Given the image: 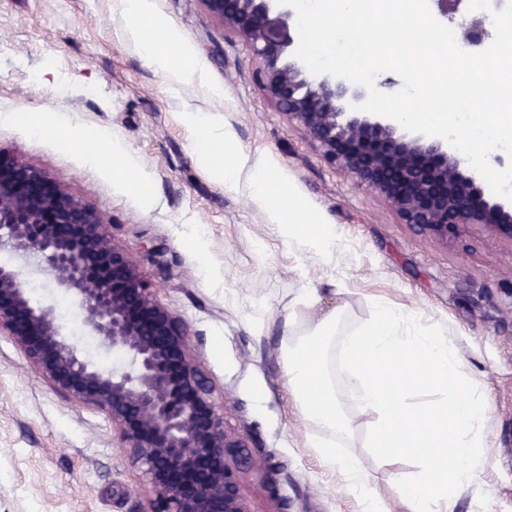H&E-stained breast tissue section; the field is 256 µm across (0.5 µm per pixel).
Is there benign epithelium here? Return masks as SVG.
I'll list each match as a JSON object with an SVG mask.
<instances>
[{
  "label": "benign epithelium",
  "instance_id": "obj_1",
  "mask_svg": "<svg viewBox=\"0 0 512 512\" xmlns=\"http://www.w3.org/2000/svg\"><path fill=\"white\" fill-rule=\"evenodd\" d=\"M259 60L266 96L302 126L323 157L381 195L401 223L444 243L478 226L512 244V201L486 193L454 149L400 135L395 120L349 112L365 89L331 75L306 76L284 61L295 10L277 0H203ZM470 45L486 18L462 29ZM0 246L73 295L87 330L116 351L98 367L69 340L53 308L31 303L17 271L0 266V334L63 398L105 413L143 473L145 512H250L241 488L247 444L225 421L197 364L184 323L154 298L102 215L63 180L27 161L0 160Z\"/></svg>",
  "mask_w": 512,
  "mask_h": 512
}]
</instances>
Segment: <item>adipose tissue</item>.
<instances>
[{
    "label": "adipose tissue",
    "instance_id": "adipose-tissue-1",
    "mask_svg": "<svg viewBox=\"0 0 512 512\" xmlns=\"http://www.w3.org/2000/svg\"><path fill=\"white\" fill-rule=\"evenodd\" d=\"M124 10L130 20L124 35L137 43L149 67L174 85L205 80V62L175 27L161 26L155 36L145 32L151 0H124ZM189 121L198 162L220 184L235 187L240 166L223 160L233 133L197 115ZM413 323L410 311L379 302L357 331H340V316L332 311L304 329H289L282 341L294 408L310 426L308 446L325 467L339 469L358 512L387 509L352 450L357 409L372 417L366 448L383 457L415 459V472L395 479L404 512H453L462 495L478 501L487 496L480 472L491 451L488 398L465 373L454 340ZM419 390L439 398L412 405L409 396Z\"/></svg>",
    "mask_w": 512,
    "mask_h": 512
}]
</instances>
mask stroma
<instances>
[{"mask_svg":"<svg viewBox=\"0 0 512 512\" xmlns=\"http://www.w3.org/2000/svg\"><path fill=\"white\" fill-rule=\"evenodd\" d=\"M121 0H0V159L21 157L61 177L97 209L135 260L155 298L187 326L192 352L226 424L257 464L241 475L251 512L287 499L290 512H357L338 472L307 446L309 427L288 394L279 347L285 322L302 327L341 309L347 329L375 301L414 312L419 328L452 337L489 394L493 448L480 475L483 503L454 512H512V244L475 227L446 244L402 224L385 200L337 170L289 122L254 78L250 46L225 31L201 0H153L149 27L170 24L207 62L222 89L172 85L123 39ZM59 114L83 146L35 137L10 121ZM231 130L248 162L235 189L197 160L185 115ZM107 129L140 160L145 192L113 182L83 159ZM273 168L287 217L292 200L335 225L336 247L310 250L285 237L252 197L254 165ZM33 304L52 307L79 349H94L78 303L49 275L20 270ZM315 293L308 303L307 293ZM371 418L356 413L354 446L390 512L406 458L381 461L364 446ZM148 485L102 412L65 400L0 335V512H142Z\"/></svg>","mask_w":512,"mask_h":512,"instance_id":"1","label":"stroma"}]
</instances>
